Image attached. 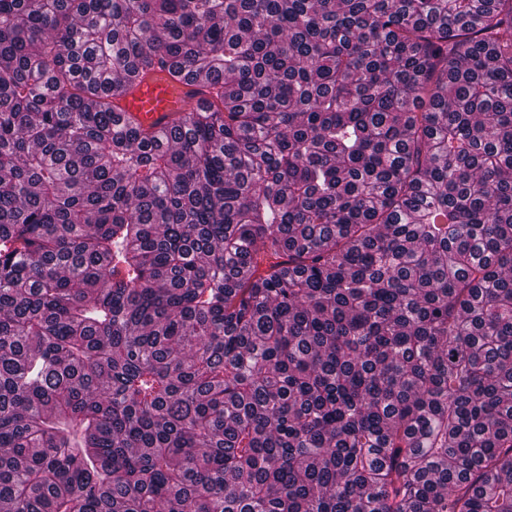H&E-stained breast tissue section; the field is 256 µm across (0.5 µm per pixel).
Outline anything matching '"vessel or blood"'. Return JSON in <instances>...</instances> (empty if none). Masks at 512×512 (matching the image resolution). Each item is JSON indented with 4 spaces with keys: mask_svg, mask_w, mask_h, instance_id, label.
<instances>
[{
    "mask_svg": "<svg viewBox=\"0 0 512 512\" xmlns=\"http://www.w3.org/2000/svg\"><path fill=\"white\" fill-rule=\"evenodd\" d=\"M206 81L201 77L171 80L156 70L141 76L125 97L117 100L113 112L120 119L132 118L143 127L162 128L172 115L186 112L205 102Z\"/></svg>",
    "mask_w": 512,
    "mask_h": 512,
    "instance_id": "vessel-or-blood-1",
    "label": "vessel or blood"
}]
</instances>
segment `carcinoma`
I'll return each mask as SVG.
<instances>
[{"label":"carcinoma","mask_w":512,"mask_h":512,"mask_svg":"<svg viewBox=\"0 0 512 512\" xmlns=\"http://www.w3.org/2000/svg\"><path fill=\"white\" fill-rule=\"evenodd\" d=\"M0 512H512V0H0ZM207 81L188 77L173 81L167 71H152L141 76L125 97L116 100L114 115L123 123L133 117L143 127L160 129L170 122L175 112H188L207 99Z\"/></svg>","instance_id":"obj_1"}]
</instances>
